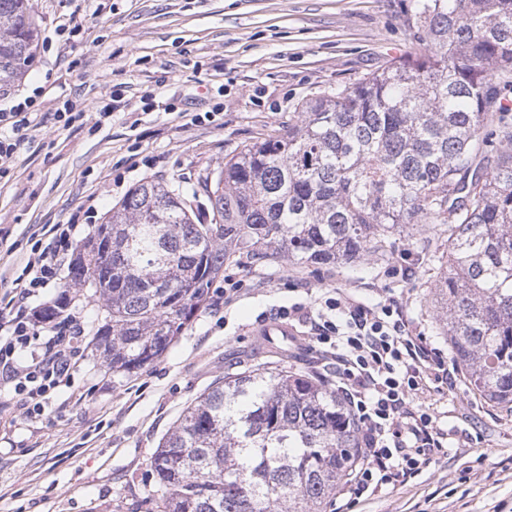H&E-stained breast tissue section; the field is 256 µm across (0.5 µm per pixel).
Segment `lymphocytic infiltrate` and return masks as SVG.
<instances>
[{
  "label": "lymphocytic infiltrate",
  "mask_w": 512,
  "mask_h": 512,
  "mask_svg": "<svg viewBox=\"0 0 512 512\" xmlns=\"http://www.w3.org/2000/svg\"><path fill=\"white\" fill-rule=\"evenodd\" d=\"M32 98L0 109V171L14 162L18 134L30 127ZM79 228L44 225L14 289L0 297V383L9 385L25 415H43L49 395L68 378L84 329L73 317L46 326L28 299L57 284ZM285 318L309 325L310 340L336 363V386L361 429L356 459L337 501L402 483L427 468L448 438L420 405L441 361L423 344L396 302L366 305L330 290L317 308L296 305Z\"/></svg>",
  "instance_id": "1"
}]
</instances>
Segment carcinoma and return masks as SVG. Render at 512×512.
Masks as SVG:
<instances>
[{
	"mask_svg": "<svg viewBox=\"0 0 512 512\" xmlns=\"http://www.w3.org/2000/svg\"><path fill=\"white\" fill-rule=\"evenodd\" d=\"M423 51L393 57L301 104L276 138L245 147L198 189L135 186L79 255L92 344L114 372L151 364L204 306L224 263L364 262L390 239L427 252L448 352L481 401L512 413V0H413ZM37 49L29 0H0V88ZM334 386L304 370L226 376L191 403L151 457L160 512H327L358 448Z\"/></svg>",
	"mask_w": 512,
	"mask_h": 512,
	"instance_id": "cac0c4a2",
	"label": "carcinoma"
}]
</instances>
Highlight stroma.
I'll use <instances>...</instances> for the list:
<instances>
[{"label": "stroma", "instance_id": "35a3bbf8", "mask_svg": "<svg viewBox=\"0 0 512 512\" xmlns=\"http://www.w3.org/2000/svg\"><path fill=\"white\" fill-rule=\"evenodd\" d=\"M412 0H31L34 62L0 91V107L36 95L37 126L0 175V295L20 274L29 239L45 224L90 212L96 237L112 206L152 177L195 186L243 146L281 135L302 101L345 87L421 45ZM78 27L77 39L62 37ZM173 102L145 108L143 95ZM84 108L65 126L63 101ZM110 119L96 125L97 112ZM213 113L196 123L198 113ZM224 272L232 300L208 302L147 367L116 373L85 349L41 416L24 417L0 387V512H147L150 459L182 411L222 380L259 364L323 372L318 349L287 362L253 356L254 331L295 304L338 288L373 305L394 299L427 343L454 363L416 241L392 239L387 257L300 265L242 254ZM423 403L447 430V448L408 482L351 499L343 512H512V416L465 381L430 382Z\"/></svg>", "mask_w": 512, "mask_h": 512}]
</instances>
